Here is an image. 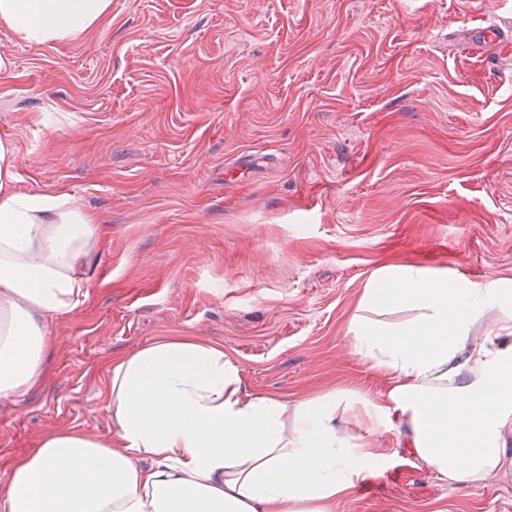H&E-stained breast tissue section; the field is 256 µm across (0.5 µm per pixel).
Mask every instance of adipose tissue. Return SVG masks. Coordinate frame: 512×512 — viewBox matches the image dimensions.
Returning a JSON list of instances; mask_svg holds the SVG:
<instances>
[{"label":"adipose tissue","instance_id":"adipose-tissue-1","mask_svg":"<svg viewBox=\"0 0 512 512\" xmlns=\"http://www.w3.org/2000/svg\"><path fill=\"white\" fill-rule=\"evenodd\" d=\"M111 12L112 0H0V26L39 49L99 29ZM18 181L13 137L0 132L1 401L44 375L50 327L85 299L84 269L101 246L82 201ZM492 309L502 320L470 342ZM351 332L355 353L389 378L378 403L352 413L333 394L290 403L246 393L223 348L187 336L113 361L114 440L73 430L42 439L11 469L0 512H333L380 469L360 434L373 415L403 420L411 456L449 482L477 484L504 468L511 288L389 268L366 288Z\"/></svg>","mask_w":512,"mask_h":512}]
</instances>
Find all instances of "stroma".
Here are the masks:
<instances>
[{
    "label": "stroma",
    "mask_w": 512,
    "mask_h": 512,
    "mask_svg": "<svg viewBox=\"0 0 512 512\" xmlns=\"http://www.w3.org/2000/svg\"><path fill=\"white\" fill-rule=\"evenodd\" d=\"M512 0H112L105 26L32 50L0 28V131L20 189L103 221L47 373L0 401L11 464L61 429L110 439L112 359L168 336L223 348L251 394L378 401L351 345L381 269L512 281ZM379 475L335 512H512V464L448 484L368 422Z\"/></svg>",
    "instance_id": "1"
}]
</instances>
